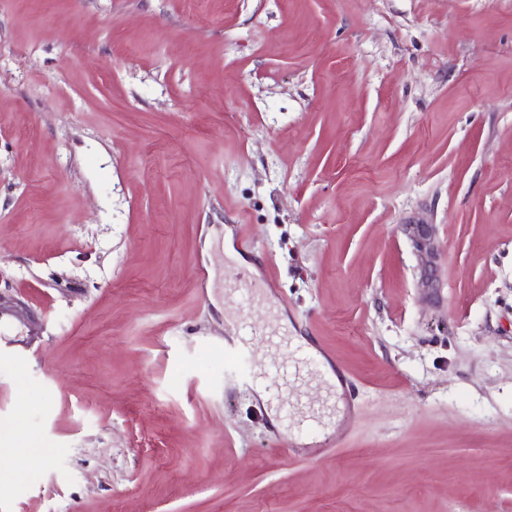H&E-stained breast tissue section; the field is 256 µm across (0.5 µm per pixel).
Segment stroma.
<instances>
[{
  "label": "stroma",
  "instance_id": "stroma-1",
  "mask_svg": "<svg viewBox=\"0 0 512 512\" xmlns=\"http://www.w3.org/2000/svg\"><path fill=\"white\" fill-rule=\"evenodd\" d=\"M0 306V512H512V0H0ZM404 231L412 241L418 258L422 287L440 288L436 264L440 251L437 226L433 224H405ZM228 293L232 297H236L242 301L255 302L258 292L257 288H261L251 275L245 269H240L235 274L234 280L227 287ZM262 335L267 337L270 345L282 349L285 354L283 358L261 366L262 378L267 382L266 389L272 397L277 398L282 387H288L289 383H294L301 365L309 363L302 354L312 360L313 358L306 355L302 348L294 347L288 336L282 334L273 324L265 326L262 329Z\"/></svg>",
  "mask_w": 512,
  "mask_h": 512
}]
</instances>
